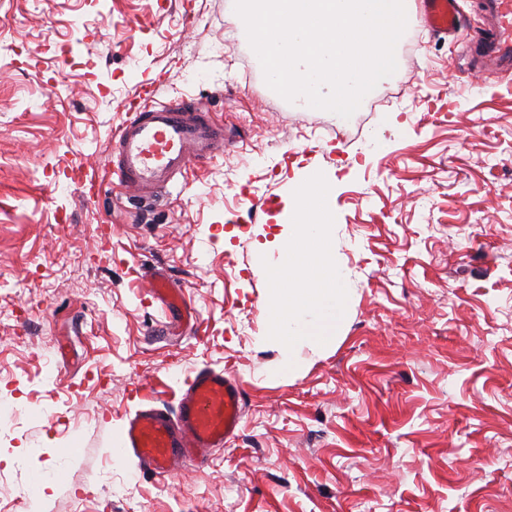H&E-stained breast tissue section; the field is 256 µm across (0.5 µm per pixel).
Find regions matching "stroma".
<instances>
[{
    "label": "stroma",
    "instance_id": "stroma-1",
    "mask_svg": "<svg viewBox=\"0 0 512 512\" xmlns=\"http://www.w3.org/2000/svg\"><path fill=\"white\" fill-rule=\"evenodd\" d=\"M461 7L457 37L412 24L345 119L268 87L234 0H0V512H512V76L471 69ZM158 79L223 154L144 207L85 199L71 167L111 160ZM312 171L348 316L284 375L263 265ZM203 366L242 382L238 436L137 474L114 453L133 390L175 411ZM151 296L159 301L165 311L167 319L171 322L188 323L194 320V313L187 305L181 294H176L170 287V283L163 279H154L149 288Z\"/></svg>",
    "mask_w": 512,
    "mask_h": 512
}]
</instances>
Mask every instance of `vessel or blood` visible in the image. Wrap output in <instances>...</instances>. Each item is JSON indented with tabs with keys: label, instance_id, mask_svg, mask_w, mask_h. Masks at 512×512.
<instances>
[{
	"label": "vessel or blood",
	"instance_id": "1",
	"mask_svg": "<svg viewBox=\"0 0 512 512\" xmlns=\"http://www.w3.org/2000/svg\"><path fill=\"white\" fill-rule=\"evenodd\" d=\"M418 4L419 18L433 33L459 30V0ZM479 12L481 33L470 46L472 60L480 69L512 74V0H480ZM223 150L224 131L205 106L160 103L128 116L113 139L107 175L128 198L146 203L175 177ZM150 294L170 321H193L191 307L167 280H153ZM244 404L245 392L234 378L207 366L197 369L181 390L176 413L150 402L126 417L119 452L136 460L143 474L159 479L186 464L205 467L212 450L239 433Z\"/></svg>",
	"mask_w": 512,
	"mask_h": 512
}]
</instances>
